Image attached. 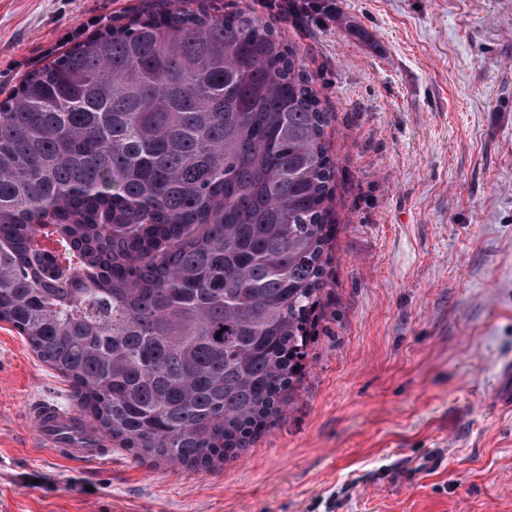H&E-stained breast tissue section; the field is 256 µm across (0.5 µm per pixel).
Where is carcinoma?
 <instances>
[{"label":"carcinoma","instance_id":"carcinoma-1","mask_svg":"<svg viewBox=\"0 0 512 512\" xmlns=\"http://www.w3.org/2000/svg\"><path fill=\"white\" fill-rule=\"evenodd\" d=\"M249 6L102 28L0 103V322L136 459L245 452L300 382L336 163Z\"/></svg>","mask_w":512,"mask_h":512}]
</instances>
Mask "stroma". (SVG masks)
Wrapping results in <instances>:
<instances>
[{"label": "stroma", "instance_id": "1", "mask_svg": "<svg viewBox=\"0 0 512 512\" xmlns=\"http://www.w3.org/2000/svg\"><path fill=\"white\" fill-rule=\"evenodd\" d=\"M191 0H0V101L77 33ZM336 161L298 388L201 471L40 448L68 383L0 323V512H512V0H326L280 19Z\"/></svg>", "mask_w": 512, "mask_h": 512}]
</instances>
